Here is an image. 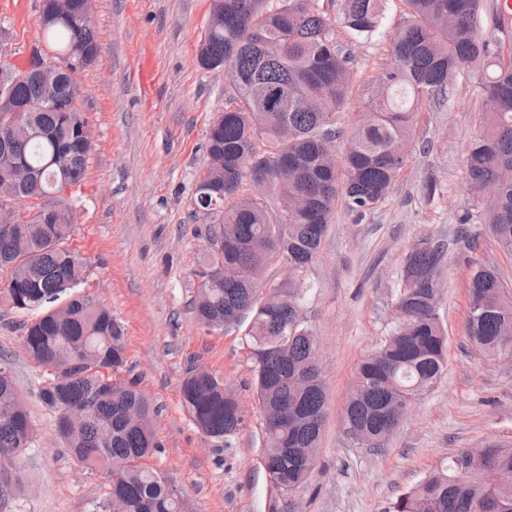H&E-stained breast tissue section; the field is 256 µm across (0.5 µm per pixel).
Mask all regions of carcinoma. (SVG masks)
I'll return each instance as SVG.
<instances>
[{
    "instance_id": "1",
    "label": "carcinoma",
    "mask_w": 512,
    "mask_h": 512,
    "mask_svg": "<svg viewBox=\"0 0 512 512\" xmlns=\"http://www.w3.org/2000/svg\"><path fill=\"white\" fill-rule=\"evenodd\" d=\"M406 16L395 33L390 63L376 77L367 111L347 128L336 126L352 81L350 59L333 40L327 11L368 38L381 26L385 0H327V10L307 0H212L198 50L207 69L234 75L235 107L224 111L207 134V166L194 203L209 210L204 251L206 284L194 312L206 327L220 329L249 316L246 344L263 417L264 467L283 494L303 485L315 461L293 457L291 448H316L327 406L326 384L314 355L316 339L299 315L298 295L277 288L260 297L250 276L274 256L302 271L317 257L341 201L357 218L391 194L412 147L418 108L441 106L460 77L475 78L485 104L482 129L465 158L473 203L457 223L483 225L498 248L512 255V55L499 30L512 20L501 0H405ZM85 0H69L64 12L39 20L56 58L79 61L60 76L55 102L44 101L43 83L0 72V192L8 229L0 228V295L19 311L37 316L23 325L29 356L49 370L42 403L56 414L57 431L71 458L105 472V498L95 512H193L174 482H164L145 459L163 447L154 425L156 407L134 379L117 380L126 365L125 331L112 311L80 288L88 261L70 246L72 211L58 200L87 176L93 140L79 108L75 73L92 66L101 46L86 25ZM288 89L305 100L259 125L256 105L266 93ZM346 141V156L330 150ZM272 171L269 192L291 201L282 215L252 194L251 165ZM43 200L33 214L22 204ZM444 244L423 239L406 255L396 308L385 344L358 364L349 403L348 432L377 441L391 432L394 400L421 397L446 366L448 337L432 302ZM512 326V285L494 267L473 262L469 280L467 337L486 358L499 352L498 336ZM182 398L196 427L222 440L244 423L237 397L206 367L190 368ZM35 431L19 395L10 363L0 359V478L23 493L22 454ZM488 467L512 468V436L491 443ZM383 512H512V484L496 485L467 473L466 451L426 476Z\"/></svg>"
}]
</instances>
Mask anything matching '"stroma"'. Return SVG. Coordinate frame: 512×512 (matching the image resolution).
<instances>
[{
    "label": "stroma",
    "mask_w": 512,
    "mask_h": 512,
    "mask_svg": "<svg viewBox=\"0 0 512 512\" xmlns=\"http://www.w3.org/2000/svg\"><path fill=\"white\" fill-rule=\"evenodd\" d=\"M40 0H0V60L24 66L43 44ZM101 45L77 74L94 147L81 188L64 194L76 217L72 246L90 262L84 291L106 304L125 329L127 365L157 408L164 447L148 458L192 501L195 512H279L283 497L263 464L262 414L244 325L205 328L191 309L199 287L208 221L194 212L206 167L205 142L228 95L223 70L197 59L211 0H93ZM404 0H386L370 38L340 22L332 35L353 58L351 92L339 122L365 110L389 63ZM475 81L461 78L448 102L423 104L414 143L392 194L356 220L337 205L320 252L305 270L271 259L263 289L294 286L316 338L328 390L317 462L291 495L297 512H382L459 450L512 436V364L480 356L466 336L472 262L497 268L512 284V255L481 225L456 218L469 201L464 158L482 122ZM437 181L434 197L424 183ZM424 238L443 242L438 306L448 336L445 371L382 448L351 436L343 413L358 362L390 336L405 257ZM31 313L0 298V357L36 429L21 460L26 489L5 512H93L106 491L102 472L83 468L59 438L39 390L45 369L27 354L22 325ZM206 366L232 389L244 423L218 441L202 434L186 408L187 369Z\"/></svg>",
    "instance_id": "stroma-1"
}]
</instances>
